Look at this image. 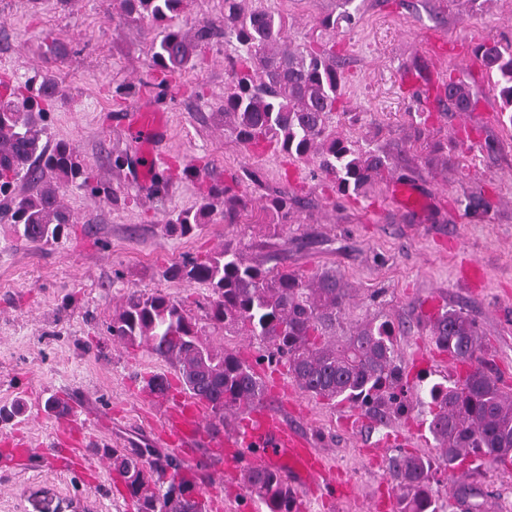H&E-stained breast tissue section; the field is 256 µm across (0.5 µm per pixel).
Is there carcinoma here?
<instances>
[{
    "label": "carcinoma",
    "instance_id": "carcinoma-1",
    "mask_svg": "<svg viewBox=\"0 0 512 512\" xmlns=\"http://www.w3.org/2000/svg\"><path fill=\"white\" fill-rule=\"evenodd\" d=\"M243 2L224 0V34L246 49L233 63L224 92V129L254 149L274 145L291 158L315 155L339 192L366 193L389 171V159L358 148L332 126L342 81L336 51L311 43L288 48L282 19ZM186 5L187 0H118L121 15H134L153 31L151 58L166 86L195 67L212 37L206 21L192 31L178 25ZM475 57L495 78L502 121L512 124V46L483 41L475 47ZM59 94L51 75L33 77L22 87L0 80V221L15 225L18 239L30 245L60 237L73 223L64 204L66 189L91 180L71 143L60 140L50 148L43 143L48 105ZM444 97L454 112L474 106L472 89L461 80L448 78ZM184 177L199 184L201 203L170 219L168 230L189 235L218 208L226 223L235 224L248 209L246 200L210 173L188 166ZM268 210L279 226L288 224V194L273 200ZM164 275L209 288L206 317L213 327L260 340L267 362L285 363L298 387L313 398L357 404L376 421L408 415L411 395L427 400L425 425L439 450L438 460L414 455L392 459L399 486L396 512H439L430 492L437 462L452 472L464 465L512 467V389L482 360V336L463 309H445L429 319L436 349L463 372L449 385L436 382L422 388L397 364L389 322L366 320L336 337L349 291L334 270L308 276L267 267L226 243L204 258L184 257ZM107 330L127 345L146 346L173 367L185 393L208 402L213 429L224 425V416L265 396L255 367L199 338L194 316L163 291L129 293ZM105 452L141 512H188L191 506L202 512L199 502L191 505L185 497L194 490L192 484L174 480L179 472L174 457L153 448ZM242 483L268 512H293L294 491L283 474L251 467L242 474ZM455 495L468 512H483V491L460 483Z\"/></svg>",
    "mask_w": 512,
    "mask_h": 512
}]
</instances>
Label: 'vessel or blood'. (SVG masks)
<instances>
[{"instance_id": "b4317fda", "label": "vessel or blood", "mask_w": 512, "mask_h": 512, "mask_svg": "<svg viewBox=\"0 0 512 512\" xmlns=\"http://www.w3.org/2000/svg\"><path fill=\"white\" fill-rule=\"evenodd\" d=\"M122 125L135 149V173L142 189H150L157 171V150L167 136L160 109L141 103L127 112ZM160 435L166 446L189 450L203 445L225 465L226 475L241 466H257L286 474L302 493L319 496L333 505L335 479L323 453L311 438L288 425L283 413L255 402L240 409L236 425L227 431L208 427L206 404L196 398L162 396Z\"/></svg>"}]
</instances>
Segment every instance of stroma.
Wrapping results in <instances>:
<instances>
[{
	"instance_id": "stroma-1",
	"label": "stroma",
	"mask_w": 512,
	"mask_h": 512,
	"mask_svg": "<svg viewBox=\"0 0 512 512\" xmlns=\"http://www.w3.org/2000/svg\"><path fill=\"white\" fill-rule=\"evenodd\" d=\"M260 2L284 18L289 44L335 48L344 73L336 130L391 163L367 196L344 198L317 159L257 155L225 131L217 108L239 48L223 36L222 0H189L187 24L211 22L216 35L183 82L166 88L151 66L148 26L120 16L117 0H0V78L55 76L61 95L47 114L48 141L72 143L96 180L121 199L115 205L89 187H70L65 202L74 224L39 246L17 240L13 225L0 222V407H24L0 421V440L20 432L34 449L25 460L0 449V512H54L60 503L69 512H138L104 449L159 447L160 412L146 383L178 374L146 347L108 333L133 290L166 292L196 318L208 343L257 363L264 381L287 387V397L274 393L267 402L311 437L347 484L336 512H372L374 500L397 493L391 457L437 458L423 424L426 406L377 424L350 403L314 399L286 366L260 363L258 341L210 325L207 288L164 277L184 256L202 257L227 242L255 262L273 258L307 275L336 270L350 289L343 328L374 317L391 321L398 363L427 383L454 369L433 345L421 303L464 309L480 327L487 361L512 384V127L500 123L501 102L473 54L484 40L512 42V0H486L477 12L465 0H354L351 22L334 30L318 20L339 14L342 0ZM451 77L471 87L472 111L438 105L436 94ZM147 96L169 123L160 200L142 195L132 179L134 147L118 123ZM118 155L126 158L119 169ZM204 164L234 184L250 210L233 225L216 220L186 237L167 232L173 215L199 203L196 185L179 178V169ZM399 182L424 196L422 209L400 207L391 193ZM285 193L297 200L287 226L260 223L263 207ZM478 194L489 201L487 211L458 207ZM51 398L84 424L96 481L78 465L44 459L55 420L45 410ZM182 471L220 500L221 512H266L240 479H225L208 449L183 460ZM463 478L487 492L486 512H512V471L483 468Z\"/></svg>"
}]
</instances>
